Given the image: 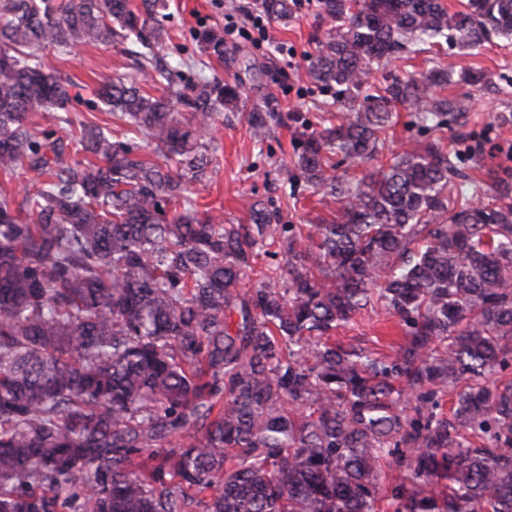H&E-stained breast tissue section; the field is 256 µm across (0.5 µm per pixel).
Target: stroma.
<instances>
[{
	"label": "stroma",
	"mask_w": 512,
	"mask_h": 512,
	"mask_svg": "<svg viewBox=\"0 0 512 512\" xmlns=\"http://www.w3.org/2000/svg\"><path fill=\"white\" fill-rule=\"evenodd\" d=\"M171 26L185 55L200 57L195 38L204 26H225L227 20L243 22L242 7L254 0H168ZM328 24L316 5L296 9L288 24L270 22L269 40L255 47L246 40L225 41L234 62L217 67L225 82L239 85L245 109L268 112L269 132L256 142L240 113L223 112L211 132L215 147V170L199 202L224 214L228 224L248 221L251 202L262 199L279 208L285 224H318L336 217L339 204L330 197L313 193L305 183L289 184L288 171L294 158V143L302 122L315 121L321 95L308 75L316 39ZM43 59L79 86L81 100L73 106V120L103 122L109 115L92 109L93 88L101 74H125L136 68L134 56L112 45L78 46L65 53L46 48ZM445 64L454 70L471 69L487 74L488 82L478 86L451 85L436 89L439 97L467 98V130L488 131L486 152L472 176L479 177L490 166L512 167V37L499 38L478 49L451 50ZM342 339H376L380 352L391 353L404 341L396 317L378 308L358 316L353 329Z\"/></svg>",
	"instance_id": "1"
}]
</instances>
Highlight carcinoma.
Returning a JSON list of instances; mask_svg holds the SVG:
<instances>
[{
    "mask_svg": "<svg viewBox=\"0 0 512 512\" xmlns=\"http://www.w3.org/2000/svg\"><path fill=\"white\" fill-rule=\"evenodd\" d=\"M257 7L285 24L297 0ZM318 7L309 74L344 111L303 124L288 180L340 214L280 224L258 200L226 224L197 186L241 94L179 51L153 59L175 38L167 0H0V175L26 183L19 203L0 193V512H512V379L489 380L512 374V207L472 201L512 196V171L471 177V131L373 166L389 107L461 129L464 100L433 90L484 75L437 61L363 94L415 46L512 36V0ZM196 39L224 60V34ZM97 44L138 47L142 76L94 91L133 139L33 121L70 126L76 100L38 51ZM245 119L263 140L266 114ZM276 242L283 261L257 270ZM369 306L402 327L390 355L336 339Z\"/></svg>",
    "mask_w": 512,
    "mask_h": 512,
    "instance_id": "cac0c4a2",
    "label": "carcinoma"
}]
</instances>
